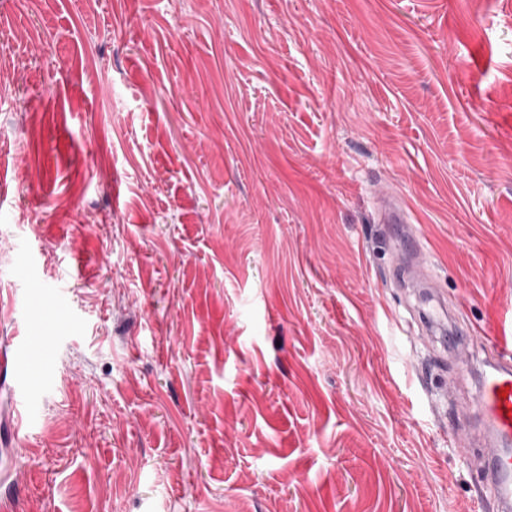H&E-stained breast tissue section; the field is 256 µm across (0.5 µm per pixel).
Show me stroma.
Segmentation results:
<instances>
[{
  "label": "stroma",
  "mask_w": 512,
  "mask_h": 512,
  "mask_svg": "<svg viewBox=\"0 0 512 512\" xmlns=\"http://www.w3.org/2000/svg\"><path fill=\"white\" fill-rule=\"evenodd\" d=\"M1 86L18 512H495L456 406L512 318V0H0ZM380 224H408L406 206L397 198L391 196L381 200L379 205ZM401 229L399 232H395L390 241L391 247L397 254H403L408 260L409 271L413 275H418L422 272L419 265V260L422 258V252L420 246L417 245L411 238L405 235L403 229L404 225L393 226ZM475 331L464 322H457L451 326L448 331V336L442 337V346L444 350L448 349V353H452L459 346L467 343L474 342Z\"/></svg>",
  "instance_id": "35a3bbf8"
}]
</instances>
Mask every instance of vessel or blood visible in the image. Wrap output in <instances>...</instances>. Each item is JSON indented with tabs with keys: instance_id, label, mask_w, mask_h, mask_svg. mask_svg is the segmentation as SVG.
Instances as JSON below:
<instances>
[{
	"instance_id": "obj_1",
	"label": "vessel or blood",
	"mask_w": 512,
	"mask_h": 512,
	"mask_svg": "<svg viewBox=\"0 0 512 512\" xmlns=\"http://www.w3.org/2000/svg\"><path fill=\"white\" fill-rule=\"evenodd\" d=\"M379 221L400 227L408 221L406 206L395 197H385L379 205ZM391 247L406 256L412 274H420L419 245L399 230L391 237ZM465 407L476 420L468 444L481 450L477 474L491 489L498 512H512V324L497 337Z\"/></svg>"
}]
</instances>
